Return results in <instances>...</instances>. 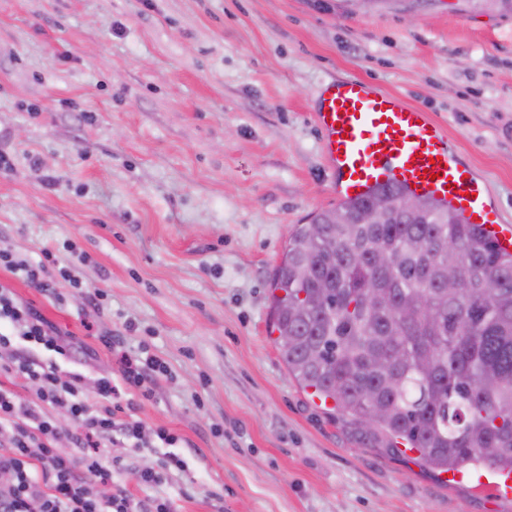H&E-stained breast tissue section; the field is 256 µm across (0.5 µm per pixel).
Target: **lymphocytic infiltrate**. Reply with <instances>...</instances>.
<instances>
[{
    "instance_id": "f902f5d3",
    "label": "lymphocytic infiltrate",
    "mask_w": 512,
    "mask_h": 512,
    "mask_svg": "<svg viewBox=\"0 0 512 512\" xmlns=\"http://www.w3.org/2000/svg\"><path fill=\"white\" fill-rule=\"evenodd\" d=\"M0 322L10 327L9 332H0V372L38 385L33 403L0 389V472L11 476L9 484L0 486V512H172L170 501L163 498L136 499L121 488L107 496L98 492L99 485L110 483L113 470L121 466L120 460L103 459L99 447L105 440L150 451L168 449L176 468H185L175 452L179 436L162 427L149 433L141 422L121 417L120 385L150 398L153 379L166 373V363L153 355H121L120 383L98 378L90 397L82 372L64 375L57 363L32 357L33 345L67 360L72 352L31 305L19 301L2 283ZM53 408L69 412L73 423L68 430H61L51 418ZM62 438L71 445L69 453L56 448Z\"/></svg>"
}]
</instances>
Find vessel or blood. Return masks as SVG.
Here are the masks:
<instances>
[{
	"label": "vessel or blood",
	"mask_w": 512,
	"mask_h": 512,
	"mask_svg": "<svg viewBox=\"0 0 512 512\" xmlns=\"http://www.w3.org/2000/svg\"><path fill=\"white\" fill-rule=\"evenodd\" d=\"M316 120L339 197L358 198L383 186L431 197L452 205L512 254V226L502 222L484 179L421 108L352 77L323 87Z\"/></svg>",
	"instance_id": "b4317fda"
}]
</instances>
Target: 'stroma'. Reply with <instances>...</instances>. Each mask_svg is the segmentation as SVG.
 Instances as JSON below:
<instances>
[{"label":"stroma","instance_id":"stroma-1","mask_svg":"<svg viewBox=\"0 0 512 512\" xmlns=\"http://www.w3.org/2000/svg\"><path fill=\"white\" fill-rule=\"evenodd\" d=\"M347 77L423 108L512 225L510 16L448 0H0V248L52 250L73 274L46 293L1 268L0 283L83 346L86 388L117 369L100 335L166 361L151 398L121 393L180 437L188 467L105 444L133 497L175 512H512L345 423L271 332L293 230L338 204L314 113Z\"/></svg>","mask_w":512,"mask_h":512}]
</instances>
